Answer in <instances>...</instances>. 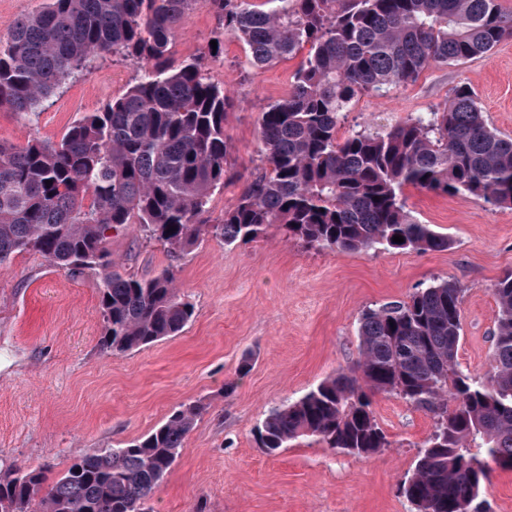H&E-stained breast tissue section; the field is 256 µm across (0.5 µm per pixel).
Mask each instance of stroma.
<instances>
[{
  "mask_svg": "<svg viewBox=\"0 0 512 512\" xmlns=\"http://www.w3.org/2000/svg\"><path fill=\"white\" fill-rule=\"evenodd\" d=\"M216 27L208 7L197 5L171 46L172 58L207 55ZM298 65L293 58L253 68L230 33L223 54L209 61L234 99L225 129L235 174L214 194L211 220L221 219L264 168L261 110L287 94ZM135 76L122 57L98 58L64 81L36 117L0 106V140L59 142L76 118L119 97ZM462 84L489 125L512 136V37L486 56L434 63L413 82L359 95L340 132L441 109ZM404 197L418 221L447 235L446 250H316L272 229L230 246L208 238L175 258L146 240L139 225L109 233L120 270L149 277L172 269L195 304L179 335L121 354L100 349L97 276L34 252L16 254L0 269V465L41 469L51 481L79 451L122 446L198 401L205 409L150 499L153 512H193L201 504L206 512H411L401 487L434 419L397 396L372 397L389 441L374 454L312 439L270 454L257 438L271 410L356 365L365 309L406 301L437 279L463 290L460 368L480 376L490 370L494 288L512 271V208L411 186Z\"/></svg>",
  "mask_w": 512,
  "mask_h": 512,
  "instance_id": "1",
  "label": "stroma"
}]
</instances>
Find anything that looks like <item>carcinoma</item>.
Here are the masks:
<instances>
[{
    "instance_id": "carcinoma-1",
    "label": "carcinoma",
    "mask_w": 512,
    "mask_h": 512,
    "mask_svg": "<svg viewBox=\"0 0 512 512\" xmlns=\"http://www.w3.org/2000/svg\"><path fill=\"white\" fill-rule=\"evenodd\" d=\"M199 3L219 23L211 57L224 53L225 32L245 44L254 68L308 49L288 95L261 112L268 168L218 224L204 215L232 178L224 118L233 100L204 57H169ZM508 36L512 17L497 0H48L0 43L1 105L35 116L63 80L108 54L132 62L137 77L56 144L0 141V268L34 251L98 275L100 346L116 354L178 335L195 304L169 268L149 278L116 270L111 229L138 224L177 256L206 236L229 246L272 227L318 250H445L448 237L407 210L404 187L512 208V137L488 125L470 86L437 111L374 131L339 129L362 93L413 82L433 62L484 56ZM494 296L484 376L459 369L462 289L440 281L364 311L356 367L273 409L258 428L262 447L273 454L311 438L376 453L390 442L370 395H397L436 420L403 484L415 512H487L480 494L490 463L512 466V271ZM203 409L183 404L143 438L86 448L49 486L41 471L9 469L0 512H151L147 502Z\"/></svg>"
}]
</instances>
